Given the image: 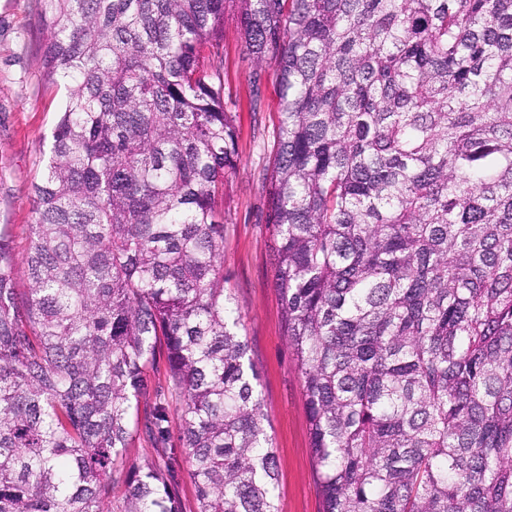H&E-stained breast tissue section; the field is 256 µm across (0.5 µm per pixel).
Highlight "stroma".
Masks as SVG:
<instances>
[{
	"label": "stroma",
	"instance_id": "obj_1",
	"mask_svg": "<svg viewBox=\"0 0 512 512\" xmlns=\"http://www.w3.org/2000/svg\"><path fill=\"white\" fill-rule=\"evenodd\" d=\"M45 36L41 0H0V225L8 228L17 259L15 283L22 290L29 286L24 259L35 218L33 186L66 98L62 83L45 73ZM220 56L224 108L235 120L239 152L238 169L224 183V285L241 307L242 333L259 375L264 424L277 454L279 512H322L302 376L285 334L274 286L272 228L266 222L264 178L280 112L275 66L269 62L256 71L232 16L224 21ZM129 460L167 467L183 512H195L182 448L155 447L142 432Z\"/></svg>",
	"mask_w": 512,
	"mask_h": 512
}]
</instances>
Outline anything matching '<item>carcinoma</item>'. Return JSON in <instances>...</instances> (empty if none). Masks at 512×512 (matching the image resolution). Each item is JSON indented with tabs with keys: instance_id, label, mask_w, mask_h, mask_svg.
Returning a JSON list of instances; mask_svg holds the SVG:
<instances>
[{
	"instance_id": "cac0c4a2",
	"label": "carcinoma",
	"mask_w": 512,
	"mask_h": 512,
	"mask_svg": "<svg viewBox=\"0 0 512 512\" xmlns=\"http://www.w3.org/2000/svg\"><path fill=\"white\" fill-rule=\"evenodd\" d=\"M68 90L19 296L0 230V512H182L112 473L165 363L196 512H279L224 289L233 14L281 100L274 287L323 512H512V0H42Z\"/></svg>"
}]
</instances>
